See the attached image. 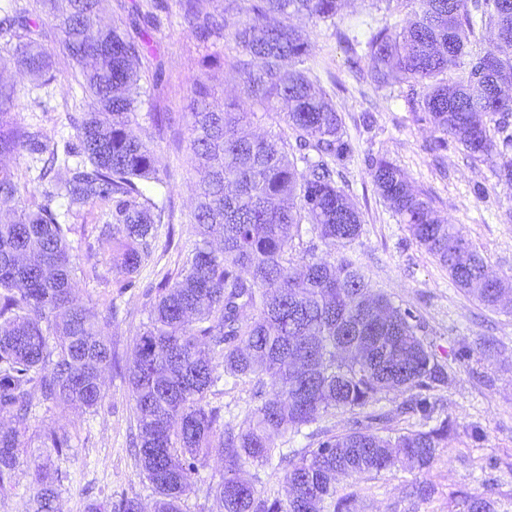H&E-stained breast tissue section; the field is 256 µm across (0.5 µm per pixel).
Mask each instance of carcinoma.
<instances>
[{"label": "carcinoma", "mask_w": 512, "mask_h": 512, "mask_svg": "<svg viewBox=\"0 0 512 512\" xmlns=\"http://www.w3.org/2000/svg\"><path fill=\"white\" fill-rule=\"evenodd\" d=\"M0 0V70L10 65L39 88L54 79L55 56L45 46L44 20L53 23L63 59L84 95L69 116L76 142L65 156L41 129L8 117L11 91L0 83V158L24 153L47 167L43 201L0 215V498L13 489L19 449L28 440L31 396L50 410L94 413L103 401L102 372L112 367V320L74 303L79 267L69 235L90 204L106 207L105 221L86 242L133 285L170 217L159 188L167 174L151 140L132 132L140 112L130 89L151 85L142 67L146 40L140 23L157 21L166 0L135 6L130 28L100 27L107 0ZM180 0L181 26L202 43H234L231 67L239 79L235 102L216 107L205 78L195 80L188 108L190 163L197 201L189 212L194 240L174 273L147 286L148 323L137 333L128 368L136 448L156 500L154 512H183L190 474L200 458L224 457L214 489L216 512H355L356 495L337 494L338 476L360 477L397 464L423 469L448 438V423L428 430L390 427L380 413L342 435L321 429L318 446L288 460V498H262L244 477L249 465L284 460L275 439L300 434L338 410H362L387 391H431L448 373L418 336L416 316L373 290L356 261L329 262L310 254L297 262L303 235L332 250L361 232L358 209L336 186V166L350 157L343 120L332 100L302 69L309 56L298 16L334 21L342 0ZM410 17L373 32L366 43L371 77L380 87L421 85L417 105L436 147L460 144L469 157L495 165L512 185V57L468 51L478 30L512 47V0H408ZM457 69L452 79L448 72ZM293 140L272 131L258 137L242 126L279 112ZM502 136L497 142L496 136ZM367 164L387 207L416 242L448 270L455 285L487 308L512 294V279L488 274L484 257L438 216L402 170L384 155ZM28 193L10 167L0 165V198ZM257 386V403L238 428L220 423L208 397L225 378ZM70 431L43 434L61 454ZM28 512H55L59 493L46 465L33 463ZM89 512H142L125 497Z\"/></svg>", "instance_id": "cac0c4a2"}]
</instances>
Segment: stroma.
Returning a JSON list of instances; mask_svg holds the SVG:
<instances>
[{"mask_svg":"<svg viewBox=\"0 0 512 512\" xmlns=\"http://www.w3.org/2000/svg\"><path fill=\"white\" fill-rule=\"evenodd\" d=\"M170 15L149 29L144 64L160 80L143 97L141 131H150L148 112H164L170 128L156 150L167 166L174 214L168 250H155L133 288L123 272L106 260L91 261L81 241L73 243L75 262L88 268L76 280L78 302L119 314L109 333L119 367L104 374L105 395L94 414H73L36 406L31 430H78L80 439L62 455L50 458V472L60 492V512H87L92 503L135 497L150 512L154 491L144 478L130 445L135 429L134 403L126 366L136 334L147 320L149 300L143 291L166 271L181 265L184 242L192 232L185 217L194 204V178L187 150L188 103L194 79L212 76L216 101L233 98L235 80L224 64L227 49L204 46L173 22L178 0H167ZM409 12L403 0H347L335 21L303 20L309 34V78L332 98L343 118L352 154L336 184L352 199L362 217V232L341 252L361 265L374 289L411 309L419 336L438 361L448 367V383L433 390L431 419L396 409L414 399L412 391L383 394L370 406L373 414L394 412L399 428L427 429L448 421L451 430L432 465L424 470L395 466L359 479L340 477L338 489L359 493L357 512H463L464 494L481 493L492 512H512V309L492 310L456 287L448 272L421 248L383 203L368 170V156L384 155L405 173L411 185L431 198L439 214L455 224L487 259L490 270L512 277V186L500 182L492 165L472 161L457 143L438 149L427 123L407 103L409 85L377 87L370 76L365 41L370 31L401 23ZM0 80L14 86L13 116L35 124L52 142L72 139L64 103L82 94L69 71H61L43 99L31 91L23 73L7 70ZM225 461L213 454L197 462L184 512H212L213 491ZM434 488L430 499L411 495L412 484Z\"/></svg>","mask_w":512,"mask_h":512,"instance_id":"obj_1","label":"stroma"}]
</instances>
